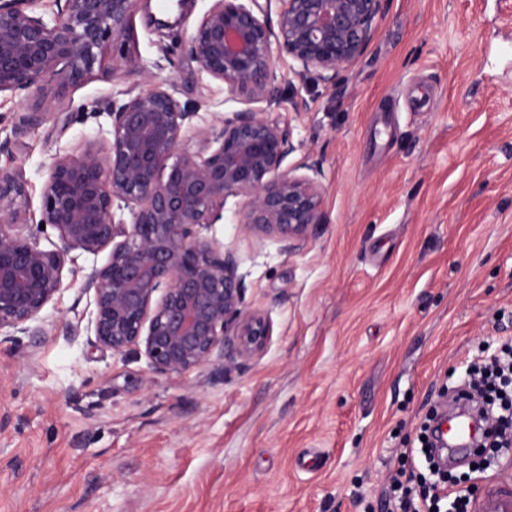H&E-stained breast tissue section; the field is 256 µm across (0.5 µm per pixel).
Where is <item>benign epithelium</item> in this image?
<instances>
[{
  "label": "benign epithelium",
  "mask_w": 512,
  "mask_h": 512,
  "mask_svg": "<svg viewBox=\"0 0 512 512\" xmlns=\"http://www.w3.org/2000/svg\"><path fill=\"white\" fill-rule=\"evenodd\" d=\"M0 0V94H35L29 111L0 141V155L38 128L68 89L93 78L108 41L129 39L138 0ZM277 20L259 0H214L186 48L201 72L249 103L268 101L276 56L327 86L366 52L385 0H279ZM139 74L130 55L105 71ZM112 102L108 137L79 155L57 154L43 184L39 223L58 232L43 249L22 233L31 216L21 171L0 164V342L42 336V309L64 289L71 253L109 250L85 276L95 343L121 355L141 348L151 370L186 375L217 365L223 374L264 347L270 326L245 303L234 251L205 231L228 197L246 198L239 224L274 235L287 251L325 223L323 188L281 169L291 131L255 109L194 125L169 78ZM128 211L131 224L116 218Z\"/></svg>",
  "instance_id": "obj_1"
}]
</instances>
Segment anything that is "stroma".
Returning <instances> with one entry per match:
<instances>
[{
    "label": "stroma",
    "mask_w": 512,
    "mask_h": 512,
    "mask_svg": "<svg viewBox=\"0 0 512 512\" xmlns=\"http://www.w3.org/2000/svg\"><path fill=\"white\" fill-rule=\"evenodd\" d=\"M212 0L158 27L139 0L125 46L173 77L196 124L247 109L201 73L186 40ZM277 63L283 169L318 159L326 221L285 252L247 235L243 197L209 237L234 250L264 348L227 378L153 374L85 327L81 284L107 252L77 253L40 336L0 344V512H392L390 485L444 387L512 340V0H387L335 86ZM137 75L71 89L10 157L31 210L56 154L111 125Z\"/></svg>",
    "instance_id": "obj_1"
}]
</instances>
